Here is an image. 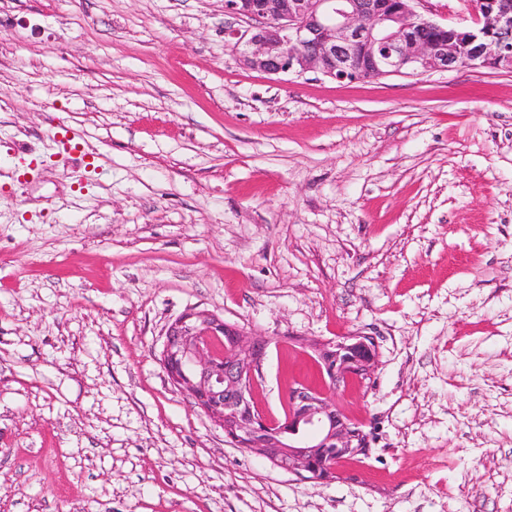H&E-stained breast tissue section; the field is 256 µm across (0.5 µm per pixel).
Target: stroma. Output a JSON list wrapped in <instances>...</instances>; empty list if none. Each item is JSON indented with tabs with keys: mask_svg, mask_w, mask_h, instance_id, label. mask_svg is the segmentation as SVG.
I'll list each match as a JSON object with an SVG mask.
<instances>
[{
	"mask_svg": "<svg viewBox=\"0 0 512 512\" xmlns=\"http://www.w3.org/2000/svg\"><path fill=\"white\" fill-rule=\"evenodd\" d=\"M224 0H0V512H512V72L239 65ZM79 134L61 156L46 134ZM374 337L313 483L176 390L166 326Z\"/></svg>",
	"mask_w": 512,
	"mask_h": 512,
	"instance_id": "obj_1",
	"label": "stroma"
}]
</instances>
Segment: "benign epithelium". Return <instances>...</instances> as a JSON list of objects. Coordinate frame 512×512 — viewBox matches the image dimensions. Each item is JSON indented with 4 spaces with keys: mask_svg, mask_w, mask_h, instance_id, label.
Returning <instances> with one entry per match:
<instances>
[{
    "mask_svg": "<svg viewBox=\"0 0 512 512\" xmlns=\"http://www.w3.org/2000/svg\"><path fill=\"white\" fill-rule=\"evenodd\" d=\"M427 0H224L225 13L258 21L229 25L238 63L268 75L318 72L370 80L458 68L512 71V0H479L474 26L441 24L418 6ZM322 387L290 385L281 417L262 413L252 388L268 341L207 311H191L165 331L161 361L172 385L239 448L306 481L339 478L341 462L367 455L362 424L336 402L377 363L373 337L352 333L308 344Z\"/></svg>",
    "mask_w": 512,
    "mask_h": 512,
    "instance_id": "benign-epithelium-1",
    "label": "benign epithelium"
}]
</instances>
